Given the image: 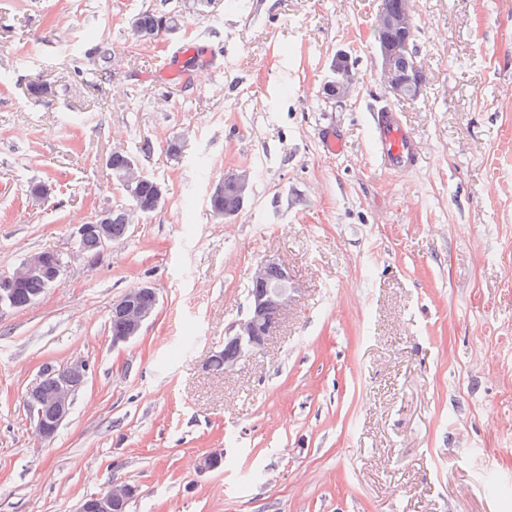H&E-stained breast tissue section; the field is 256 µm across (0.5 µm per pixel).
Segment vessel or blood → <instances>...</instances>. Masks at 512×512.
Returning <instances> with one entry per match:
<instances>
[{
	"instance_id": "obj_1",
	"label": "vessel or blood",
	"mask_w": 512,
	"mask_h": 512,
	"mask_svg": "<svg viewBox=\"0 0 512 512\" xmlns=\"http://www.w3.org/2000/svg\"><path fill=\"white\" fill-rule=\"evenodd\" d=\"M374 142L378 164L384 172L411 169L419 160L417 139L392 109L384 108L377 114Z\"/></svg>"
}]
</instances>
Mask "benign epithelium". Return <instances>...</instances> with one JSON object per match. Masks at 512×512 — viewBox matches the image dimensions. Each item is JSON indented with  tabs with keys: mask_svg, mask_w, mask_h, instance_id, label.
Here are the masks:
<instances>
[{
	"mask_svg": "<svg viewBox=\"0 0 512 512\" xmlns=\"http://www.w3.org/2000/svg\"><path fill=\"white\" fill-rule=\"evenodd\" d=\"M415 22V0H406V7L393 9L388 6L387 0H378L375 14V27L388 33L408 32L413 29ZM381 59V77L384 85L397 97L404 98L410 89V84L423 86L427 83V76L420 70L413 74L410 71L396 69L393 58L394 48L381 43L377 47ZM347 54L336 55V62L331 66V80L326 86L329 95L336 98L347 96L357 82V74L352 64L345 61ZM224 189L235 192L243 197L252 189L251 171H240L231 183L224 185ZM106 214H101L87 224L77 228V236L93 234L100 248L105 249L112 245L113 239L109 225L105 221ZM273 271L280 273L284 285L259 297L254 298L247 309L244 318L238 320L232 327L231 334L224 337V342L234 347L231 356L224 357V372L235 370L241 362L261 350L270 337L275 323L288 309L294 288L288 276V268L274 259H265L258 262L253 268L252 282L259 283L267 280ZM66 274L64 266L56 261V256L46 252L34 253L5 278L0 280V307L13 306L12 288L25 279L40 276L49 281L52 286L63 282ZM149 286L130 289L123 297L116 309L124 323L123 331L112 337V345L128 343L140 334L144 324L155 314L158 304L157 298L147 303L144 301ZM88 374V364L83 360L71 361L65 366V373L56 380L55 385L46 391L33 389L25 395V402L31 412L37 414V434L43 440L51 439L57 432L61 423L70 413L74 393L83 386ZM134 494L129 485L111 484L95 497L94 504L84 502L78 512H88L94 508L95 512H116L117 505L127 501Z\"/></svg>",
	"mask_w": 512,
	"mask_h": 512,
	"instance_id": "1",
	"label": "benign epithelium"
}]
</instances>
